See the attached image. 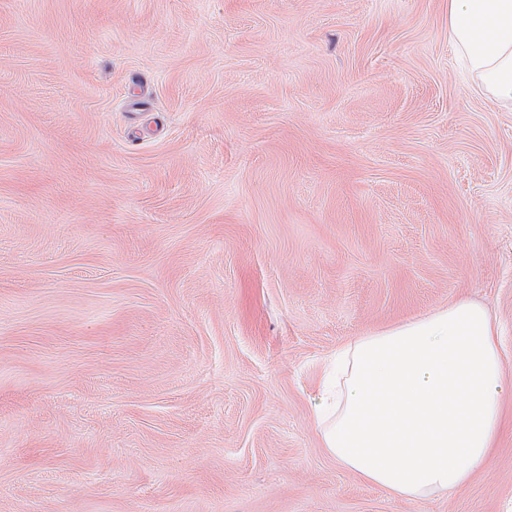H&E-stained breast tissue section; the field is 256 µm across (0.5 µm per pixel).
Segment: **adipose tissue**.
<instances>
[{"mask_svg": "<svg viewBox=\"0 0 512 512\" xmlns=\"http://www.w3.org/2000/svg\"><path fill=\"white\" fill-rule=\"evenodd\" d=\"M448 36L476 90L512 106V0H448ZM498 322L479 303L448 307L337 350L314 406L327 452L387 493L464 489L502 427Z\"/></svg>", "mask_w": 512, "mask_h": 512, "instance_id": "ef3b65f1", "label": "adipose tissue"}]
</instances>
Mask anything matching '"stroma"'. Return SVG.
Here are the masks:
<instances>
[{"label": "stroma", "mask_w": 512, "mask_h": 512, "mask_svg": "<svg viewBox=\"0 0 512 512\" xmlns=\"http://www.w3.org/2000/svg\"><path fill=\"white\" fill-rule=\"evenodd\" d=\"M458 298L512 376V109L448 0H0V512H512V398L448 495L316 431L336 349Z\"/></svg>", "instance_id": "1"}]
</instances>
